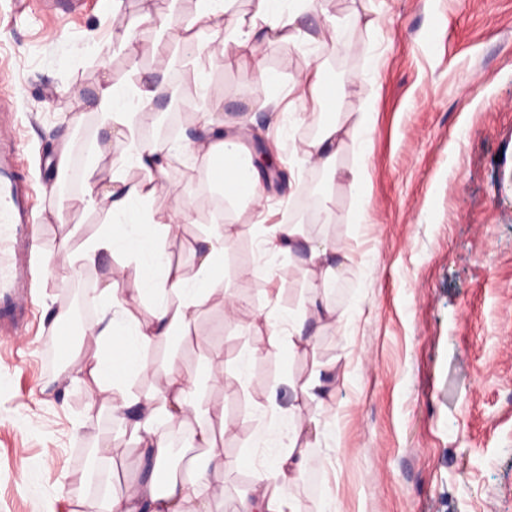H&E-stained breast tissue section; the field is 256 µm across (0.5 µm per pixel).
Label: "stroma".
Listing matches in <instances>:
<instances>
[{
  "instance_id": "1",
  "label": "stroma",
  "mask_w": 512,
  "mask_h": 512,
  "mask_svg": "<svg viewBox=\"0 0 512 512\" xmlns=\"http://www.w3.org/2000/svg\"><path fill=\"white\" fill-rule=\"evenodd\" d=\"M18 2L0 0V98L21 142L40 245L29 333L0 347V512H74L140 474L111 394H92L63 373L62 359L44 360L45 345L58 339L53 313L67 302L61 286L70 277L68 262L49 270L45 259L64 241L79 251L105 220L85 207V180L62 190L54 160L64 144L68 171L82 175L94 164L102 179L118 170L134 184L142 173L127 158L130 142L170 152L168 179L194 220L165 248L193 276L192 246L211 223L213 177L206 159L176 143L209 129V86L223 91L226 129L276 152L284 179L264 182L263 194L277 221L293 223V207L311 196L331 208L333 221L306 223L308 236L348 256L331 296L342 324H325L315 349L289 354L255 327L301 308L307 290L298 258L263 253L252 211L238 210L224 290L243 298V309L230 322L221 299L207 303L193 335L157 344L147 371L133 378L135 393H150L176 364L196 381L202 404L223 405L234 421L224 453L240 465L215 512L238 507L253 462L277 441L270 389L288 407L287 379L304 381L320 363L336 372L320 405L308 407L323 433L309 449L316 465L293 490L307 512L330 500L339 512H512V0H331L339 31L326 33L324 45L280 41L262 51L263 67L277 77L268 90L249 85L243 67H196L195 58L218 49L197 21V45L170 58L171 73L189 72L192 87L173 90L168 105L194 120L163 139L146 132L160 112H140L129 142L102 126L97 88L108 78L148 77L152 64L102 54L119 43L111 0H87L68 17L37 0L21 13ZM147 2L160 15L194 11L192 0H127L126 23L144 40L157 34L141 21ZM311 63L324 67L346 102L370 105L369 128L337 160L342 169L364 160L362 198L295 153L319 113L301 101L287 113L265 104L287 98L291 78ZM116 271L136 314L149 318L153 300L135 265L103 255L85 283L102 288ZM216 349L224 354L217 384L207 370Z\"/></svg>"
}]
</instances>
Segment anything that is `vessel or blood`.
Returning <instances> with one entry per match:
<instances>
[{
	"mask_svg": "<svg viewBox=\"0 0 512 512\" xmlns=\"http://www.w3.org/2000/svg\"><path fill=\"white\" fill-rule=\"evenodd\" d=\"M18 142L8 123L0 124V341L14 342L25 331L36 297L30 255L29 187L17 163Z\"/></svg>",
	"mask_w": 512,
	"mask_h": 512,
	"instance_id": "1",
	"label": "vessel or blood"
}]
</instances>
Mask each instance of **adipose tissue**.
Wrapping results in <instances>:
<instances>
[{
  "mask_svg": "<svg viewBox=\"0 0 512 512\" xmlns=\"http://www.w3.org/2000/svg\"><path fill=\"white\" fill-rule=\"evenodd\" d=\"M250 2V23H237L228 28L224 18L234 0H195V13L206 20L212 35L229 37L230 44L221 53L225 66L249 61L255 64L261 47L266 44L282 40L317 43V36L303 32L296 21L310 4L327 8V0ZM252 74L263 84L274 79L272 73L256 64ZM161 89L158 83L117 85L104 81L98 88L100 118L112 127L130 128L133 112L154 109ZM291 91L298 99L317 105L326 115L320 131L301 142L300 153L314 166L335 173L339 153L347 142L368 128L370 113L358 104L347 118H340L336 95L327 91L324 73L318 66L300 74ZM194 147L208 159L221 160L219 179L225 200L247 202L255 215H262L263 172L255 165L240 134L215 126ZM131 159L143 173L136 186H128L116 173L109 188L89 191L88 206L104 210L111 222L83 243L77 257L85 265L96 264L104 253L119 254L135 262L143 273L145 293L154 296L156 303L150 320H140L132 312L118 282L107 281L92 299L97 316L83 329L84 335L95 338L99 355L91 364L71 357L67 365L70 374L83 383L93 384L99 392L111 393L123 437L140 448L142 458L151 463L143 476L129 483L121 493L112 495L106 512H212L213 503L224 498L225 475L235 466L219 444L220 435L230 431L223 408H202L197 402L196 386L174 365L168 368L164 388L150 394L135 395L128 380L146 369L145 355L154 345L190 335L197 310L223 290L224 252L237 229L232 224L212 225L193 249L196 271L193 279H186L180 268L168 260L164 243L176 224L188 219L190 208L181 205L173 216L153 210V199L158 193L174 197L178 190L168 182L166 164L156 158L151 146H139ZM263 233L267 244L274 249L300 253L302 274L311 292V307L319 315L335 317L328 294L342 268L338 252L330 250L326 242L307 238L298 224H270L264 226ZM268 341L273 346H288L292 351H304L313 345V338L305 334L303 317L299 314L280 316L270 322ZM322 376V371L317 370L304 382L292 384L294 402L288 412L279 416L283 429L278 448L266 462L254 468L252 496L241 500V512H305L301 500L291 494L290 488L304 481L311 464L299 441L319 429L307 407L318 401L322 393ZM173 424L192 425L191 445L198 450L179 471L169 467L172 448L166 428Z\"/></svg>",
  "mask_w": 512,
  "mask_h": 512,
  "instance_id": "ef3b65f1",
  "label": "adipose tissue"
}]
</instances>
